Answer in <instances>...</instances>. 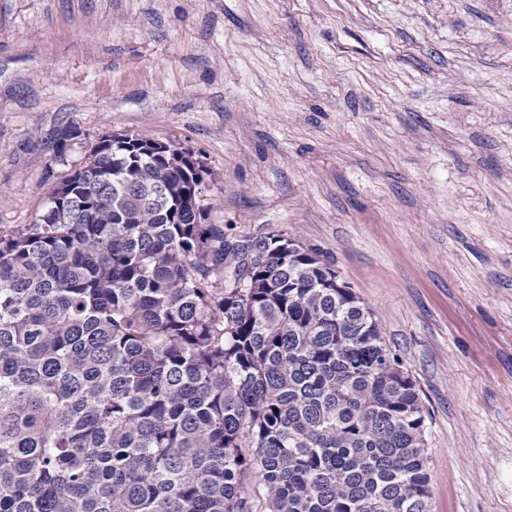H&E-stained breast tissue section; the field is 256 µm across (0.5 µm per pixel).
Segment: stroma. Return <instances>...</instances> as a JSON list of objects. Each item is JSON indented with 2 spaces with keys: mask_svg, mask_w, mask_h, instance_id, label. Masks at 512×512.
Listing matches in <instances>:
<instances>
[{
  "mask_svg": "<svg viewBox=\"0 0 512 512\" xmlns=\"http://www.w3.org/2000/svg\"><path fill=\"white\" fill-rule=\"evenodd\" d=\"M112 133L315 250L430 412V512H512V0H0V235Z\"/></svg>",
  "mask_w": 512,
  "mask_h": 512,
  "instance_id": "35a3bbf8",
  "label": "stroma"
}]
</instances>
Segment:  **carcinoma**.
Segmentation results:
<instances>
[{
    "label": "carcinoma",
    "instance_id": "cac0c4a2",
    "mask_svg": "<svg viewBox=\"0 0 512 512\" xmlns=\"http://www.w3.org/2000/svg\"><path fill=\"white\" fill-rule=\"evenodd\" d=\"M204 172L102 136L0 236V512H430L373 310L297 241L205 223Z\"/></svg>",
    "mask_w": 512,
    "mask_h": 512
}]
</instances>
